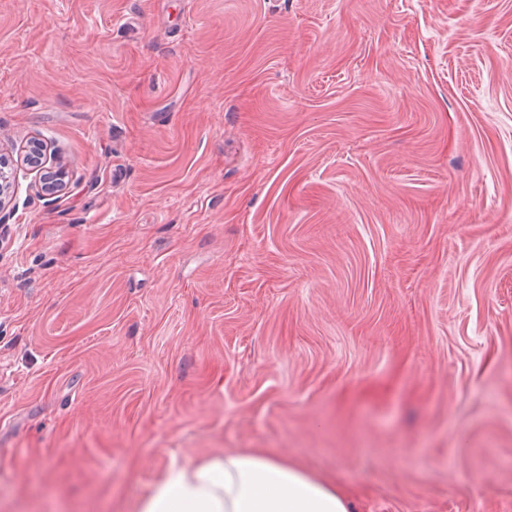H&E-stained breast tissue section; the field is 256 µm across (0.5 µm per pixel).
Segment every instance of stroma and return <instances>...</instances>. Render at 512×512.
<instances>
[{
  "label": "stroma",
  "instance_id": "35a3bbf8",
  "mask_svg": "<svg viewBox=\"0 0 512 512\" xmlns=\"http://www.w3.org/2000/svg\"><path fill=\"white\" fill-rule=\"evenodd\" d=\"M0 512L275 454L512 512V0H0ZM27 164H29L39 175V185L43 195L55 196L63 190V179L65 177L62 169L55 166L47 167L43 161L42 149L39 144L31 146L27 153Z\"/></svg>",
  "mask_w": 512,
  "mask_h": 512
}]
</instances>
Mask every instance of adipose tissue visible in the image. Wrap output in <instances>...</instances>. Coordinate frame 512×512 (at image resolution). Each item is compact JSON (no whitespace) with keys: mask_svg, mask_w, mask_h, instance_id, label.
I'll return each instance as SVG.
<instances>
[{"mask_svg":"<svg viewBox=\"0 0 512 512\" xmlns=\"http://www.w3.org/2000/svg\"><path fill=\"white\" fill-rule=\"evenodd\" d=\"M137 512H353L335 486L267 454L171 466Z\"/></svg>","mask_w":512,"mask_h":512,"instance_id":"ef3b65f1","label":"adipose tissue"}]
</instances>
